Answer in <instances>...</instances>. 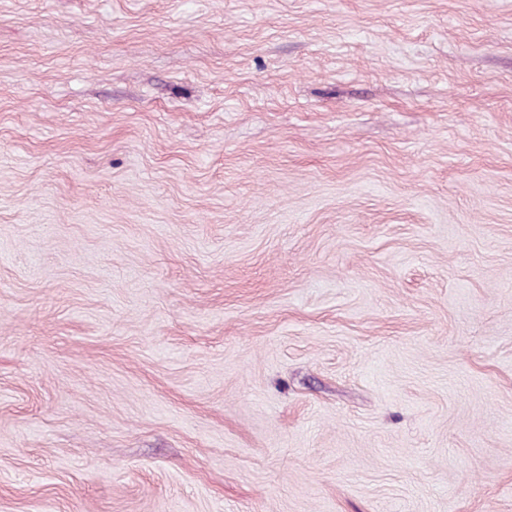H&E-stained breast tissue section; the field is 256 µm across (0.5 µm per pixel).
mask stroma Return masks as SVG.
Returning a JSON list of instances; mask_svg holds the SVG:
<instances>
[{
	"label": "stroma",
	"instance_id": "1",
	"mask_svg": "<svg viewBox=\"0 0 512 512\" xmlns=\"http://www.w3.org/2000/svg\"><path fill=\"white\" fill-rule=\"evenodd\" d=\"M0 512H512V0H0Z\"/></svg>",
	"mask_w": 512,
	"mask_h": 512
}]
</instances>
